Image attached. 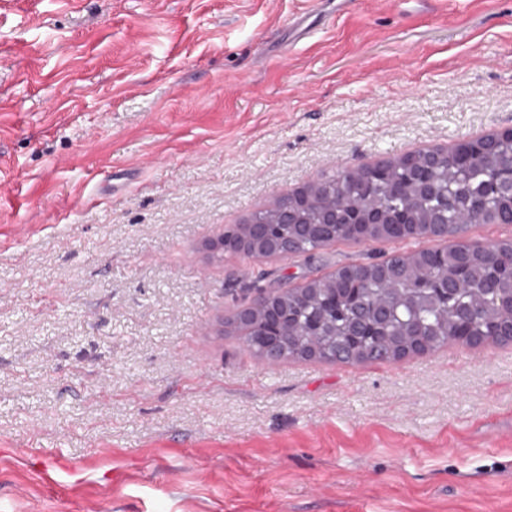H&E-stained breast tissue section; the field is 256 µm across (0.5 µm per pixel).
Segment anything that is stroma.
I'll list each match as a JSON object with an SVG mask.
<instances>
[{
	"label": "stroma",
	"instance_id": "obj_1",
	"mask_svg": "<svg viewBox=\"0 0 512 512\" xmlns=\"http://www.w3.org/2000/svg\"><path fill=\"white\" fill-rule=\"evenodd\" d=\"M512 126V0H0V512H512V343L251 351L258 289L452 238L212 251Z\"/></svg>",
	"mask_w": 512,
	"mask_h": 512
}]
</instances>
